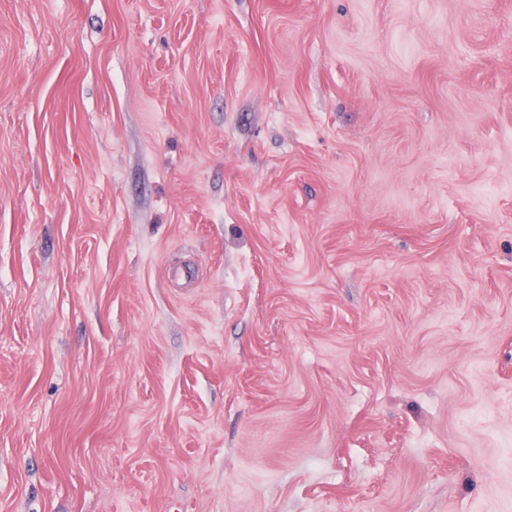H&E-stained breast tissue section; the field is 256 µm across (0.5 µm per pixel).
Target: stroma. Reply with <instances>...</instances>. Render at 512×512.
Here are the masks:
<instances>
[{
    "mask_svg": "<svg viewBox=\"0 0 512 512\" xmlns=\"http://www.w3.org/2000/svg\"><path fill=\"white\" fill-rule=\"evenodd\" d=\"M512 0H0V512H512Z\"/></svg>",
    "mask_w": 512,
    "mask_h": 512,
    "instance_id": "35a3bbf8",
    "label": "stroma"
}]
</instances>
